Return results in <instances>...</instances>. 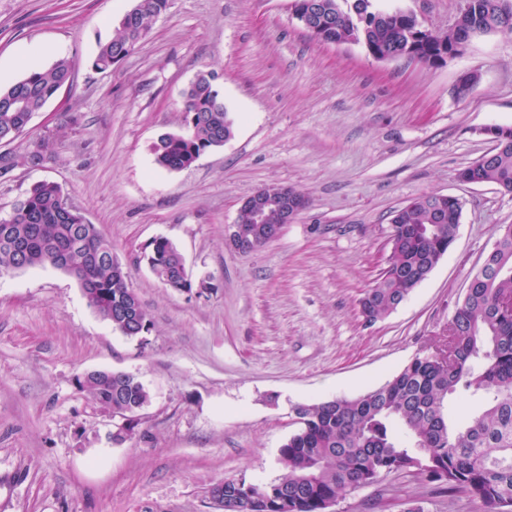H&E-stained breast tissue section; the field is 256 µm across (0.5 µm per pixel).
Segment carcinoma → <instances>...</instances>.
Returning a JSON list of instances; mask_svg holds the SVG:
<instances>
[{"instance_id": "carcinoma-1", "label": "carcinoma", "mask_w": 512, "mask_h": 512, "mask_svg": "<svg viewBox=\"0 0 512 512\" xmlns=\"http://www.w3.org/2000/svg\"><path fill=\"white\" fill-rule=\"evenodd\" d=\"M332 28L326 38L351 40L364 49L389 51L401 45L408 20L399 10L379 9L375 0H327ZM169 0H134L133 15L100 44L92 67L109 71L138 45L137 33L168 8ZM512 0H469L461 24L445 36L428 37L426 52L458 42L481 26L512 33ZM214 72L197 75L184 92L185 129L160 135L151 146L157 166L168 171L190 167L205 152L232 138L234 119L224 106ZM73 64L60 58L48 67L26 65L24 75L0 87V143L14 140L57 87L70 81ZM55 133L38 139L24 156L27 165L44 166ZM485 182L512 192V146L480 166ZM426 194L395 211L391 221L388 270L363 298L372 318L396 309L425 280L456 239V208L448 222L432 224ZM254 248L268 243L264 225L239 217ZM496 241L475 274L472 288L452 316L457 333L454 360L444 364L424 352L415 356L383 386L355 397L301 404L298 427L279 448L286 473L274 484H288L293 495L283 506L244 477L224 480V494L237 500L238 512H324L332 500L345 498L380 476L412 472L439 482L450 493L463 491L495 512H512V315L499 301L512 296V224H500ZM112 243L83 214L74 213L61 187L34 183L9 217L0 219V272L52 267L74 277L90 307L130 338H144L150 320L128 273L112 266ZM168 288L189 291L180 276L182 255L168 239L150 242L142 255ZM77 389L102 408L135 414L149 392L135 377L100 371L78 379ZM477 396L482 408L464 421L451 420L448 405Z\"/></svg>"}]
</instances>
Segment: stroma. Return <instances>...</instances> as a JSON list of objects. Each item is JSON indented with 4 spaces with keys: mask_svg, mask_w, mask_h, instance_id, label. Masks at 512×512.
Wrapping results in <instances>:
<instances>
[{
    "mask_svg": "<svg viewBox=\"0 0 512 512\" xmlns=\"http://www.w3.org/2000/svg\"><path fill=\"white\" fill-rule=\"evenodd\" d=\"M131 0H0V67L73 61V81L8 144L19 163L0 179V217L40 180L59 183L112 243L152 323L143 339L114 330L75 278L54 268L0 276V512H220L227 478L281 477L292 407L384 384L441 346L469 279L512 224V193L468 185L459 170L487 153L486 126L512 128V35L474 36L430 66L380 62L353 43L325 44L291 16V0H170L148 36L107 72L90 61ZM445 35L464 0H381ZM217 71L235 118L224 147L181 171L156 167L161 134L185 127L182 94ZM477 71L467 98L459 75ZM42 168L33 141L69 116ZM308 204L248 254L224 228L261 188ZM456 196V240L406 301L373 324L360 302L390 254L391 218L425 194ZM173 242L193 280L167 288L140 255ZM90 370L138 377L150 400L131 436L75 380ZM484 512L439 483L391 473L335 512Z\"/></svg>",
    "mask_w": 512,
    "mask_h": 512,
    "instance_id": "obj_1",
    "label": "stroma"
}]
</instances>
